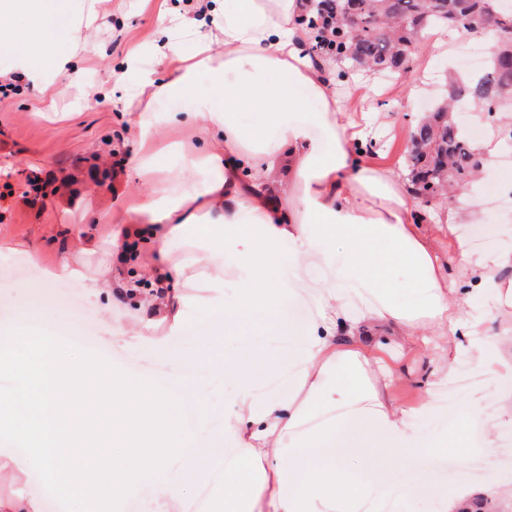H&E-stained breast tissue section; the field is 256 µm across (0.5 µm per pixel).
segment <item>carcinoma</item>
I'll return each mask as SVG.
<instances>
[{
  "mask_svg": "<svg viewBox=\"0 0 512 512\" xmlns=\"http://www.w3.org/2000/svg\"><path fill=\"white\" fill-rule=\"evenodd\" d=\"M349 15L362 24L355 42L340 35ZM298 22L309 34L310 52L336 61L338 77L348 68L389 76L413 68L421 42L434 29L493 40L498 30H512V0H307ZM496 47L491 44L481 78L448 82V101L435 104L413 128L405 154L413 192L445 185L462 190L474 182L483 161L454 112L463 102L482 110L492 101L512 100V59Z\"/></svg>",
  "mask_w": 512,
  "mask_h": 512,
  "instance_id": "carcinoma-1",
  "label": "carcinoma"
}]
</instances>
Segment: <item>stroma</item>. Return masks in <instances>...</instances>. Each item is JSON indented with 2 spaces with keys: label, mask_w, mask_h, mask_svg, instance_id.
Returning a JSON list of instances; mask_svg holds the SVG:
<instances>
[{
  "label": "stroma",
  "mask_w": 512,
  "mask_h": 512,
  "mask_svg": "<svg viewBox=\"0 0 512 512\" xmlns=\"http://www.w3.org/2000/svg\"><path fill=\"white\" fill-rule=\"evenodd\" d=\"M91 9L107 23L88 30L96 49L87 53L75 50L72 33ZM186 9L187 0H55L48 35L59 53L73 54L83 82L51 103L31 95L12 61L0 59V330L19 325L18 304L24 300L40 314L43 330L59 337L90 333L107 351L131 360V375L162 377L181 399L192 400L196 419L205 422L196 432L198 443L204 445L224 433V398L234 392L233 382L219 376L201 388L176 382L167 359L149 342L114 339L105 325V313L129 316L135 312L132 305L95 299L82 280L51 275L77 235L96 240L95 251L84 257L86 271H96L107 259L109 238L107 224H92V217L119 213L153 192L154 183L137 178L132 170L140 143L136 117L127 111L135 93L124 78L127 51L152 44L162 28L171 29L179 45L190 49L194 34L181 25ZM467 53L463 39L450 37L444 55L431 60L418 55L409 72L393 78L362 73V80L376 90L374 110L388 113L393 121L376 135L381 163L403 166L410 133L423 116L421 107L440 97L448 73L465 81L483 73V66L464 65ZM501 174L497 163L486 171L480 194L486 210L483 224L458 227L457 236L473 241L478 255L512 244V205L496 204L493 192ZM309 312L307 302L286 300L276 315L243 321L236 335L214 337V348L230 354L247 341L281 345V338L272 333L276 317L302 323ZM380 364L396 374L391 387L395 401L406 408L418 406L422 394L417 380L431 369L428 357L394 352L381 355ZM499 391V377L489 375L486 383L460 396L455 409L437 407L434 418L421 429L422 438L452 429L469 397L482 398L487 410H494ZM23 494L39 495L43 512H59L36 471L19 476L1 470L0 496Z\"/></svg>",
  "instance_id": "1"
}]
</instances>
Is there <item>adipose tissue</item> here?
<instances>
[{
    "mask_svg": "<svg viewBox=\"0 0 512 512\" xmlns=\"http://www.w3.org/2000/svg\"><path fill=\"white\" fill-rule=\"evenodd\" d=\"M302 11L300 0H224L213 17L217 35H198L188 53L169 31L160 33L153 51L164 73H130L144 103L136 131L144 140L177 123L200 129L205 146L185 154L170 144L181 156L177 188L118 214L105 273L89 277L88 289L97 297L115 288L150 309L147 323L113 329L135 340L160 327L172 336L187 331L183 307L191 290L219 294L235 279L234 302L212 307L198 324L195 352L170 356L175 377L218 371L236 384L224 400V436L237 449L224 465V512H358L370 490L351 463L357 456L382 479L412 472L402 494L440 500L442 512H464L472 491L438 489L421 463L447 454L462 463L493 455L497 434L480 398H472L452 431L426 443L418 433L432 415L431 387L448 381L462 356L499 376L502 411L512 416V322L486 338L481 319L469 314L477 302L512 308V280L498 277L512 268V248L477 257L467 239H458L457 271L471 286H456L437 237L477 221L479 199L462 194L441 204V218L429 227L401 169L374 162L367 150L374 115L351 118L336 88L335 63L308 57ZM18 13L27 14L40 51L54 54L55 70L46 74L19 54L15 71L35 96L66 94L78 70L45 37L46 0H0V46H14L4 20ZM203 71L213 79L209 98L193 100L185 112L153 111L158 100L190 98ZM277 73L282 81H274ZM246 109L261 113L260 125L241 124ZM199 171L206 180H196ZM145 248L154 255L152 276L164 285L149 295L131 272ZM314 268L323 276L312 283ZM403 292L412 302L399 301ZM304 294L312 302L308 320L276 324L292 343L279 361L249 342L226 357L211 354L210 337ZM384 349L432 350L419 407L390 398L392 374L371 363ZM275 364L289 375L288 392L265 399L257 389ZM319 415L322 425L299 431L304 419ZM475 424L483 428L477 445L467 436Z\"/></svg>",
    "mask_w": 512,
    "mask_h": 512,
    "instance_id": "adipose-tissue-1",
    "label": "adipose tissue"
}]
</instances>
